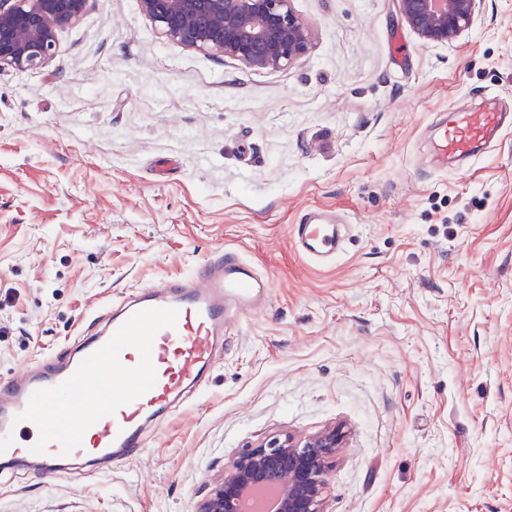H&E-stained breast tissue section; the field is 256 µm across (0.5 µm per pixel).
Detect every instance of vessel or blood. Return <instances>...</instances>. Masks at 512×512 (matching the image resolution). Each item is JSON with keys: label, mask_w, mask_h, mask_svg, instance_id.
Segmentation results:
<instances>
[{"label": "vessel or blood", "mask_w": 512, "mask_h": 512, "mask_svg": "<svg viewBox=\"0 0 512 512\" xmlns=\"http://www.w3.org/2000/svg\"><path fill=\"white\" fill-rule=\"evenodd\" d=\"M511 112L442 113L429 143L434 162L475 156ZM334 214L307 211L290 229L293 248L319 264L345 250ZM269 283L238 252L219 250L201 270L137 286L109 304L104 331H80L57 362L36 360L0 382V459L27 456L42 471L80 473L126 460L199 391L228 329L262 308Z\"/></svg>", "instance_id": "obj_1"}]
</instances>
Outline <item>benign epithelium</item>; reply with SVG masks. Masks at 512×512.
<instances>
[{
  "mask_svg": "<svg viewBox=\"0 0 512 512\" xmlns=\"http://www.w3.org/2000/svg\"><path fill=\"white\" fill-rule=\"evenodd\" d=\"M91 0H0V68L44 67L55 55L58 31L80 19ZM410 30L423 41L451 43L470 27L479 0H397ZM161 37L251 70H277L299 61L315 34L293 0H140ZM344 431L274 435L245 448L224 469L197 512H242L256 486L274 478L283 490L279 512H327L329 474Z\"/></svg>",
  "mask_w": 512,
  "mask_h": 512,
  "instance_id": "1",
  "label": "benign epithelium"
}]
</instances>
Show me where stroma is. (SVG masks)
Listing matches in <instances>:
<instances>
[{
	"label": "stroma",
	"mask_w": 512,
	"mask_h": 512,
	"mask_svg": "<svg viewBox=\"0 0 512 512\" xmlns=\"http://www.w3.org/2000/svg\"><path fill=\"white\" fill-rule=\"evenodd\" d=\"M292 67L168 42L139 0H92L42 69H0V379L97 307L241 253L269 282L201 395L143 455L0 473V512H197L241 449L340 425L328 512H512V131L426 160L448 107L512 112V0L450 45L395 0H294ZM336 212L334 262L292 248ZM344 223L336 222V215L317 209L307 211L299 224L290 229L293 248L302 256L319 264H327L345 250Z\"/></svg>",
	"instance_id": "stroma-1"
}]
</instances>
